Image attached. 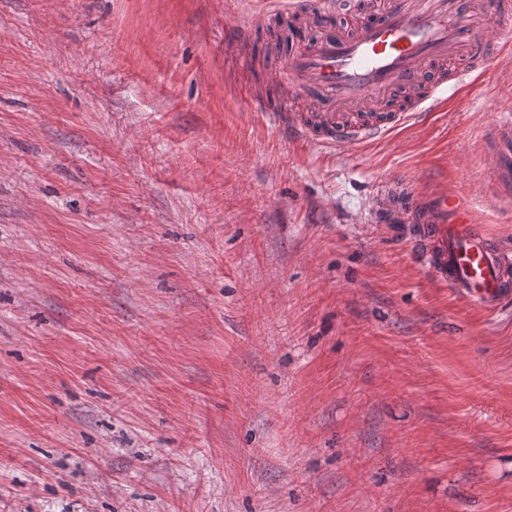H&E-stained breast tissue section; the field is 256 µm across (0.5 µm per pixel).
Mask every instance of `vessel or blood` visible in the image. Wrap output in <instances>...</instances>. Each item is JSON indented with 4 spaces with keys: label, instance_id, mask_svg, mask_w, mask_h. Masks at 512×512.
Wrapping results in <instances>:
<instances>
[{
    "label": "vessel or blood",
    "instance_id": "vessel-or-blood-1",
    "mask_svg": "<svg viewBox=\"0 0 512 512\" xmlns=\"http://www.w3.org/2000/svg\"><path fill=\"white\" fill-rule=\"evenodd\" d=\"M494 19L485 31L482 13ZM259 26L287 28L288 53L274 64L244 38L240 62L260 68L261 102L276 91L289 135L321 147L356 149L430 112L449 90L485 77L512 54V0H275ZM496 201L512 205V118L486 138ZM370 221L405 224L414 257L437 282L492 313L512 298V255L448 195L423 196L392 177L373 193Z\"/></svg>",
    "mask_w": 512,
    "mask_h": 512
}]
</instances>
